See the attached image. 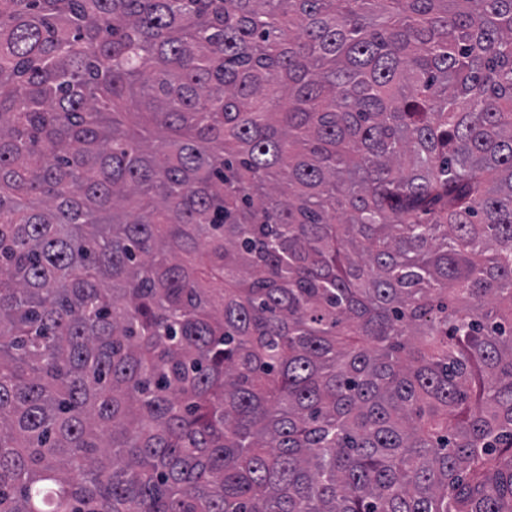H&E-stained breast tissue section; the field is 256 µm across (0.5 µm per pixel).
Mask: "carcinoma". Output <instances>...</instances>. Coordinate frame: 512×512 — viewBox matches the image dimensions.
I'll return each mask as SVG.
<instances>
[{
	"instance_id": "obj_1",
	"label": "carcinoma",
	"mask_w": 512,
	"mask_h": 512,
	"mask_svg": "<svg viewBox=\"0 0 512 512\" xmlns=\"http://www.w3.org/2000/svg\"><path fill=\"white\" fill-rule=\"evenodd\" d=\"M0 512H512V0H0Z\"/></svg>"
}]
</instances>
